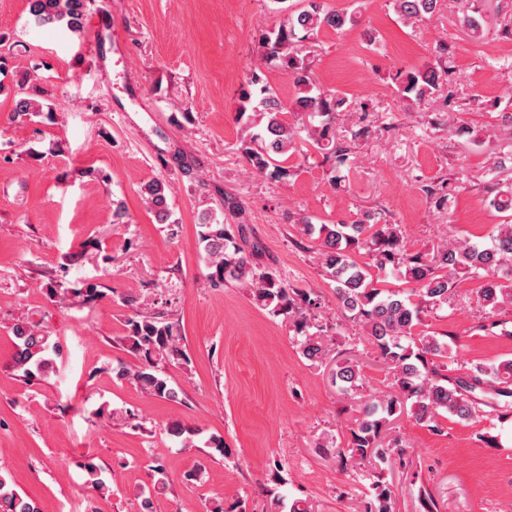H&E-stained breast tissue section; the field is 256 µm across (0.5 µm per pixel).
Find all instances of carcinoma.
I'll use <instances>...</instances> for the list:
<instances>
[{
  "instance_id": "obj_1",
  "label": "carcinoma",
  "mask_w": 512,
  "mask_h": 512,
  "mask_svg": "<svg viewBox=\"0 0 512 512\" xmlns=\"http://www.w3.org/2000/svg\"><path fill=\"white\" fill-rule=\"evenodd\" d=\"M406 20H420L439 13L442 0H394ZM86 0H29V12L39 25H63L71 32L83 28ZM269 10L282 17L280 24L260 38L265 59L293 80L294 94L282 102L262 74H249L238 95L237 120L248 135L238 148L242 158L258 174L277 182L291 176L290 159L303 158L309 146L333 159L325 179L331 187L341 185L351 151L350 143L367 136L361 126L350 137L336 134L338 120L347 112H364L366 105L345 96L322 90L310 76L304 41L319 31L342 30L357 23V16L346 10L325 5L324 0H269ZM461 28L471 38L484 31L476 16L465 13ZM398 92L413 104L430 98L448 85L446 102L453 104L455 72L448 66V46H439L435 63L410 69L396 77ZM40 103L20 96L14 99V118L23 119L39 112ZM293 112L308 119L301 128L286 119ZM149 210L159 224L169 227L172 237L178 225L171 221L168 202L169 185L151 179L140 186ZM426 194L438 208L448 205L447 184L426 187ZM301 231L317 243L320 265L333 284L339 319L360 327L362 336L373 348L378 361L392 379V391L374 395L365 403L360 416L349 428L344 448L323 446L325 453H335L341 468L366 467L375 471L372 492L363 501L362 512H393V491L384 473L386 466L397 462L407 467L408 452L399 440L387 439L391 423L406 413L417 424L436 434L444 432L442 420H470L488 408L503 419L512 413V359L497 364H473L459 359L453 332L439 334L422 329L424 318L450 305L457 286L465 280L482 282L479 301L487 317L512 308V217L497 225L489 246L463 240L438 245L430 253L411 252L406 248L401 225L392 224L373 211L360 214L351 222L315 224L306 215L298 219ZM199 247L209 269L208 283L222 286L238 283L248 291L255 304L275 316H283L299 337L302 355L321 365L330 357L327 343L320 335L323 327L312 333L310 311L318 305L312 292L283 282L277 275L257 268L254 253L245 252L237 242L232 226L217 219L202 225ZM408 288H392V282ZM52 296L70 292L88 301L102 297L98 285L85 283L80 288L48 287ZM130 311L126 321L123 347L139 364L123 361L107 368L120 382L135 384L141 392L160 399L174 400L178 393L164 375L167 365H187L190 359L182 344L183 336L175 325L159 317L141 315L147 305L142 293L120 297ZM15 338L13 367L28 380L55 372L53 354L58 342L40 324L23 317L12 327ZM362 365L354 360L337 361L331 379L341 392L363 385ZM167 434L183 446L192 444L195 432L179 422L166 427ZM85 484L105 496L111 487L99 468L87 461L83 465ZM157 479L151 489L141 491L140 512H153V499L167 488V475L156 469ZM275 488L269 491L265 512H311L305 499L285 503L276 486L283 483L274 473ZM0 512H39L35 501L21 494L13 482L0 474Z\"/></svg>"
}]
</instances>
